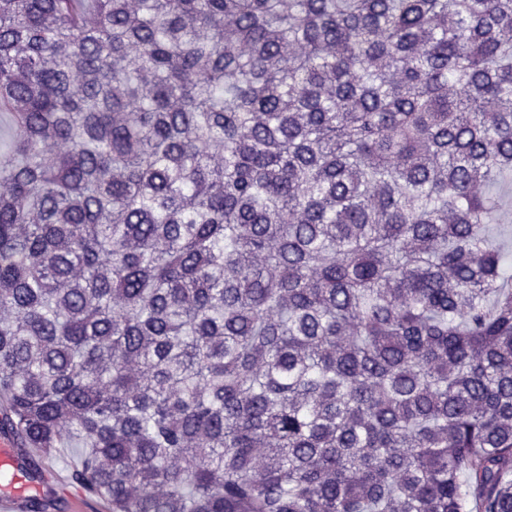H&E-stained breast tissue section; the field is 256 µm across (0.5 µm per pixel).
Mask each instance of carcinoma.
<instances>
[{"instance_id":"cac0c4a2","label":"carcinoma","mask_w":512,"mask_h":512,"mask_svg":"<svg viewBox=\"0 0 512 512\" xmlns=\"http://www.w3.org/2000/svg\"><path fill=\"white\" fill-rule=\"evenodd\" d=\"M0 433L112 512H512V0H0ZM491 192L500 198L503 209L501 215V223L492 227V234L497 238L509 243L512 246V216L510 220V207L512 209V173L505 174L497 184H495Z\"/></svg>"}]
</instances>
